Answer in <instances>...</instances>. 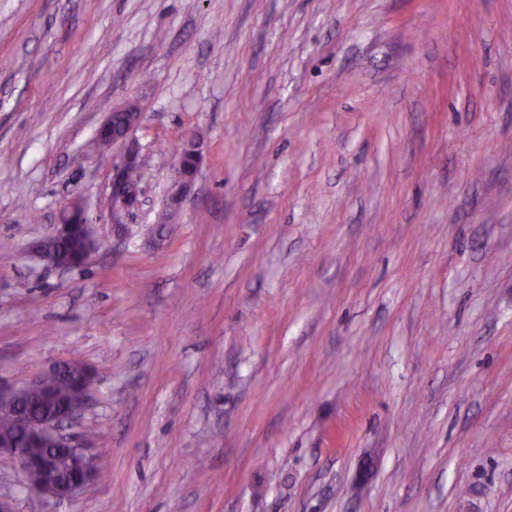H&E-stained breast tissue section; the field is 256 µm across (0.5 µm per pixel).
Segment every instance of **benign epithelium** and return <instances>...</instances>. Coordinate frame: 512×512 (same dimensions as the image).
Segmentation results:
<instances>
[{"label": "benign epithelium", "mask_w": 512, "mask_h": 512, "mask_svg": "<svg viewBox=\"0 0 512 512\" xmlns=\"http://www.w3.org/2000/svg\"><path fill=\"white\" fill-rule=\"evenodd\" d=\"M142 115L133 106H123L113 110L97 129L96 135L112 134V145L120 148V153L112 159V173L109 181V193L106 200L108 223L113 230L121 233L128 225L129 219L141 208L144 202L145 188L136 192L127 189L126 173L132 168H143V147L134 132L141 124ZM187 149L192 151L195 163L194 174L182 173L181 156L175 157L177 176L168 195V210L171 215L178 214L195 184V172L202 163L199 142L191 138ZM90 206L85 198L65 201L59 208L49 236L66 240L71 237L75 227L79 226L85 236L88 258H93L101 247L93 220L89 215ZM72 371L77 376L61 413L33 421L26 417L24 401L32 393L44 391L47 376L54 373ZM95 380V372L89 366L66 361L50 367L38 378L21 386H0V410L21 420L26 428L30 448L22 450L9 439L0 438V457L6 455L13 459L17 468L24 474L30 471H45L52 467L53 453L65 451L72 459L73 472L52 480H28L34 490L48 499L63 500L76 498L86 487L100 476L95 463V456L84 442L77 440L63 431V425L78 420L89 408L93 395L90 382Z\"/></svg>", "instance_id": "1"}]
</instances>
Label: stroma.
<instances>
[{
	"mask_svg": "<svg viewBox=\"0 0 512 512\" xmlns=\"http://www.w3.org/2000/svg\"><path fill=\"white\" fill-rule=\"evenodd\" d=\"M127 104L145 205L39 262ZM62 360L103 476L14 512H512V0H0V384ZM187 149L192 151L195 168L193 164V159L190 154H182V163L180 155H177L175 157V167L177 170V176L174 179V182L172 183L171 189L169 191L167 204L168 210L171 213L172 217H175L178 214L183 203L185 202L187 197L192 193L196 175L202 163V153L200 151L199 142H197L196 139L190 138L187 141ZM182 166L185 170L188 171H191L194 168V173L190 176L183 174Z\"/></svg>",
	"mask_w": 512,
	"mask_h": 512,
	"instance_id": "35a3bbf8",
	"label": "stroma"
}]
</instances>
